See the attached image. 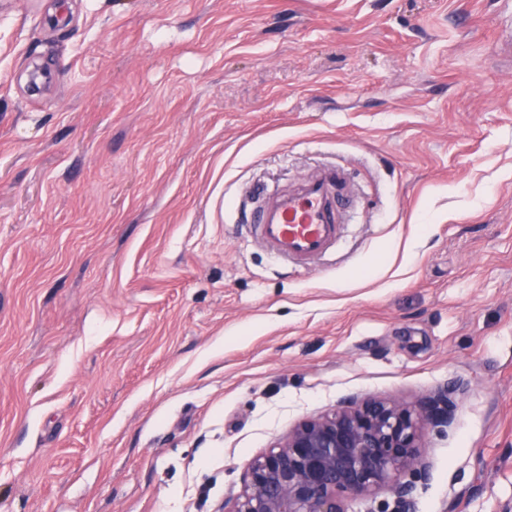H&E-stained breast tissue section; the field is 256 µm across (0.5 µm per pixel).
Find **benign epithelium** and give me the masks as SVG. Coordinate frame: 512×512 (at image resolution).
Wrapping results in <instances>:
<instances>
[{"mask_svg":"<svg viewBox=\"0 0 512 512\" xmlns=\"http://www.w3.org/2000/svg\"><path fill=\"white\" fill-rule=\"evenodd\" d=\"M468 390L457 379L412 404L345 397L253 459L225 512H349L348 503L381 489L393 503L384 512H411L416 480L428 477L426 436L454 424Z\"/></svg>","mask_w":512,"mask_h":512,"instance_id":"1","label":"benign epithelium"}]
</instances>
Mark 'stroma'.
Masks as SVG:
<instances>
[{"mask_svg":"<svg viewBox=\"0 0 512 512\" xmlns=\"http://www.w3.org/2000/svg\"><path fill=\"white\" fill-rule=\"evenodd\" d=\"M500 11L0 0V512H224L298 422L457 377L414 512L512 506ZM328 165L340 244L274 261L250 191Z\"/></svg>","mask_w":512,"mask_h":512,"instance_id":"obj_1","label":"stroma"}]
</instances>
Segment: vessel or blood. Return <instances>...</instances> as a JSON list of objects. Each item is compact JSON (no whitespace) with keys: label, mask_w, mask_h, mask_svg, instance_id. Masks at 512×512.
<instances>
[{"label":"vessel or blood","mask_w":512,"mask_h":512,"mask_svg":"<svg viewBox=\"0 0 512 512\" xmlns=\"http://www.w3.org/2000/svg\"><path fill=\"white\" fill-rule=\"evenodd\" d=\"M253 199L251 222L270 254L311 266L339 241L353 191L345 170L336 166L322 168L292 190L263 188Z\"/></svg>","instance_id":"1"}]
</instances>
